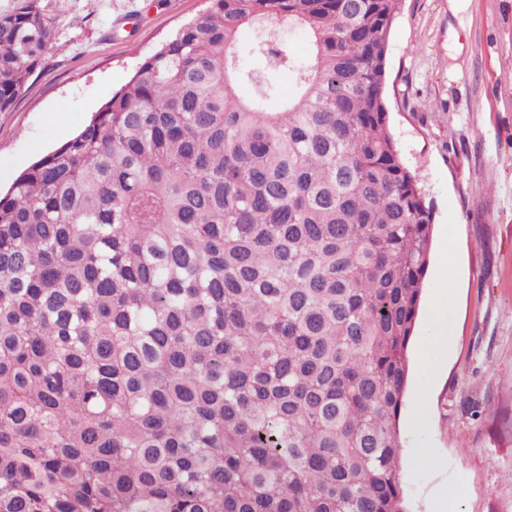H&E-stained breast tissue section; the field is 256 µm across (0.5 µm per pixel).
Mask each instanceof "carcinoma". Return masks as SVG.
Segmentation results:
<instances>
[{
  "label": "carcinoma",
  "instance_id": "cac0c4a2",
  "mask_svg": "<svg viewBox=\"0 0 512 512\" xmlns=\"http://www.w3.org/2000/svg\"><path fill=\"white\" fill-rule=\"evenodd\" d=\"M401 6L209 0L0 194V512H404ZM53 47L40 0L0 15V112Z\"/></svg>",
  "mask_w": 512,
  "mask_h": 512
}]
</instances>
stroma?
Listing matches in <instances>:
<instances>
[{"mask_svg": "<svg viewBox=\"0 0 512 512\" xmlns=\"http://www.w3.org/2000/svg\"><path fill=\"white\" fill-rule=\"evenodd\" d=\"M55 42L0 112V189L73 136L206 0H41ZM387 109L433 206L426 288L400 417L406 512H512V0H403ZM457 318L445 360L423 354L441 286ZM481 415H472L471 405Z\"/></svg>", "mask_w": 512, "mask_h": 512, "instance_id": "1", "label": "stroma"}]
</instances>
